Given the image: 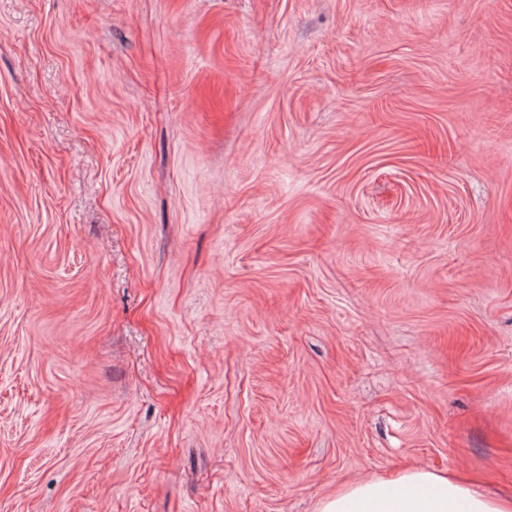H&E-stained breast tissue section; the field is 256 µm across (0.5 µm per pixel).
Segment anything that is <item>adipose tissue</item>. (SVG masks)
<instances>
[{
	"instance_id": "obj_1",
	"label": "adipose tissue",
	"mask_w": 512,
	"mask_h": 512,
	"mask_svg": "<svg viewBox=\"0 0 512 512\" xmlns=\"http://www.w3.org/2000/svg\"><path fill=\"white\" fill-rule=\"evenodd\" d=\"M319 512H512V497L414 467L342 486L321 503Z\"/></svg>"
}]
</instances>
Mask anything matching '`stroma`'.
Instances as JSON below:
<instances>
[{
	"label": "stroma",
	"instance_id": "1",
	"mask_svg": "<svg viewBox=\"0 0 512 512\" xmlns=\"http://www.w3.org/2000/svg\"><path fill=\"white\" fill-rule=\"evenodd\" d=\"M512 493V0H0V512ZM512 497L459 477L407 468L385 479L344 485L318 512H511Z\"/></svg>",
	"mask_w": 512,
	"mask_h": 512
}]
</instances>
